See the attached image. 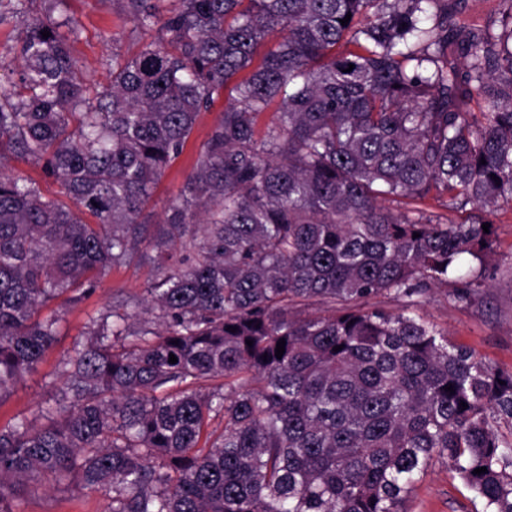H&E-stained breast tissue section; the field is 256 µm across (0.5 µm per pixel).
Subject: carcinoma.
I'll list each match as a JSON object with an SVG mask.
<instances>
[{"label":"carcinoma","mask_w":512,"mask_h":512,"mask_svg":"<svg viewBox=\"0 0 512 512\" xmlns=\"http://www.w3.org/2000/svg\"><path fill=\"white\" fill-rule=\"evenodd\" d=\"M20 2L0 0V25ZM159 2L122 0L161 36L112 55L102 89L59 24L26 18L0 93V160L26 158L68 199L0 168V405L58 336L44 306L136 256L158 270L140 326L125 300L100 314L64 386L0 426V512L41 477L108 512H400L436 456L483 512H512V436L494 427L512 424V373L408 315L492 250L482 221L444 211L512 203V0L489 23L460 0ZM401 199L416 207L383 205ZM227 97L218 99L208 112H203L195 129L183 151L154 190L153 196L145 211L148 217V224H160L163 218L164 209L168 201L176 197L182 188L188 174L191 172L202 142L206 139L211 128L218 122L227 105Z\"/></svg>","instance_id":"obj_1"}]
</instances>
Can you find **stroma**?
Masks as SVG:
<instances>
[{"label":"stroma","mask_w":512,"mask_h":512,"mask_svg":"<svg viewBox=\"0 0 512 512\" xmlns=\"http://www.w3.org/2000/svg\"><path fill=\"white\" fill-rule=\"evenodd\" d=\"M29 15H47L51 20H70L65 30L70 51L88 81L104 87L109 83L113 54L135 55L146 41L121 7L120 0H61L47 10L44 0H24ZM21 22L0 26V89L17 80L21 69L19 37ZM227 98L218 99L202 113L183 151L154 190L146 212L150 223H159L168 201L176 197L191 172L202 142L221 118ZM484 217L494 230V253L485 263L478 294L461 302L456 289L468 278V266L446 286L434 289L417 308L424 321L446 332L449 339L469 348L476 358L495 370L512 372V204L498 203L487 208ZM155 271L152 263L133 259L130 264L108 269L96 291L78 305L57 299L48 312L61 315L59 335L36 369L25 375L10 398L0 405V425L16 415H32L48 401L53 387L63 386L65 364L77 343L86 341L93 317L112 308L120 299L142 301ZM108 501L101 494L77 486L56 488L34 483L24 488L23 512H107ZM402 512H482L447 458H434L414 484L401 506Z\"/></svg>","instance_id":"1"}]
</instances>
